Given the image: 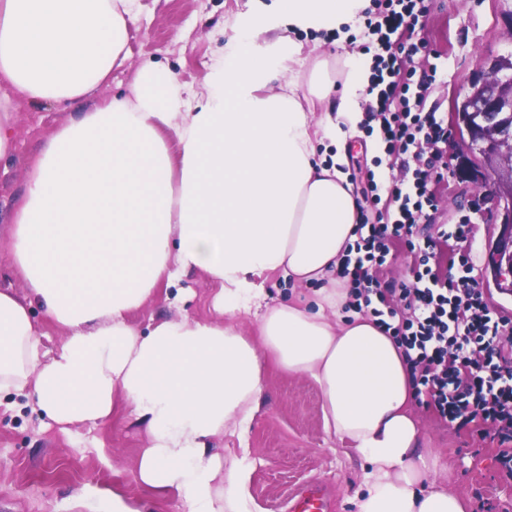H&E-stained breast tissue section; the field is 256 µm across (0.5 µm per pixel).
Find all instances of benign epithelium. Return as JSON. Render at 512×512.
<instances>
[{"label": "benign epithelium", "mask_w": 512, "mask_h": 512, "mask_svg": "<svg viewBox=\"0 0 512 512\" xmlns=\"http://www.w3.org/2000/svg\"><path fill=\"white\" fill-rule=\"evenodd\" d=\"M502 58L487 57L456 101L452 159L455 173L486 189L494 204L485 278L512 296V75L501 68Z\"/></svg>", "instance_id": "1"}]
</instances>
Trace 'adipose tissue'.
Wrapping results in <instances>:
<instances>
[{
    "label": "adipose tissue",
    "mask_w": 512,
    "mask_h": 512,
    "mask_svg": "<svg viewBox=\"0 0 512 512\" xmlns=\"http://www.w3.org/2000/svg\"><path fill=\"white\" fill-rule=\"evenodd\" d=\"M368 0H278L289 26L356 28ZM137 0H0V156L13 148V96L75 103L127 59ZM241 29L189 104L174 73L143 65L126 94L77 113L26 171L5 241L26 298L0 290V390L31 397L61 429L129 406L146 433L137 476L175 492L184 512H252L248 451L211 454L246 433L266 388L265 358L322 393L326 432L367 465L356 512H466L426 447L399 344L359 313L336 276L358 203L341 167L358 134L371 57L345 54L335 87L286 33L255 51ZM287 74L274 85V73ZM322 115H315V106ZM172 139H165V132ZM329 140L331 160L316 157ZM204 272L214 318L138 331L131 313L161 288ZM318 282L311 303H267L263 278ZM62 326L43 351L31 304ZM254 315V335L238 319Z\"/></svg>",
    "instance_id": "1"
}]
</instances>
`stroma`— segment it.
<instances>
[{"mask_svg": "<svg viewBox=\"0 0 512 512\" xmlns=\"http://www.w3.org/2000/svg\"><path fill=\"white\" fill-rule=\"evenodd\" d=\"M257 15L266 17L270 29L281 21L276 0H139L138 20L127 41L129 57L86 101V108L127 92L135 71L152 61L175 72L185 91L202 95L206 74L235 29ZM414 36L438 54L426 106L450 117L456 96L479 72L483 59L512 50V0H431ZM75 110L72 104L31 106L15 100L13 150L0 158L1 237L9 233L4 215L24 190L29 160ZM382 155L376 135L364 132L353 140L345 171L356 177V194L364 193L369 179L385 183L392 177ZM435 191L437 211L430 224L470 217L477 229L471 251L474 274L482 276L489 235L479 216L487 206L482 189L452 174ZM213 294L206 276L192 273L177 287L158 290L132 313L131 321L143 331L167 318L207 320L213 316ZM321 405L312 379L273 369L245 440L215 439L219 454L242 442L250 448L254 512H288L291 492L311 483L326 489L330 512H354L351 499L362 482V466L326 433ZM415 412L428 447L446 456L452 470L449 486L466 499L469 512H512V481L500 476L494 444L481 440L472 427L449 424L425 401L416 402ZM145 438L126 408L98 425L64 432L33 400L12 390L0 392V512H94L98 499L115 493L134 512H182L176 497L140 484L137 455Z\"/></svg>", "mask_w": 512, "mask_h": 512, "instance_id": "obj_1", "label": "stroma"}]
</instances>
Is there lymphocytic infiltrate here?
Wrapping results in <instances>:
<instances>
[{"label": "lymphocytic infiltrate", "instance_id": "1", "mask_svg": "<svg viewBox=\"0 0 512 512\" xmlns=\"http://www.w3.org/2000/svg\"><path fill=\"white\" fill-rule=\"evenodd\" d=\"M428 11L426 0H371L363 12L365 27L374 38L371 89L375 100L366 114L375 124L390 157L409 155L414 168L409 177L387 188L369 182L341 264V277L352 284L350 307L370 306L379 328L403 349L412 377L441 417L467 425L482 420L498 439V457L504 478L512 479V318L490 309L473 275L469 254L458 257L456 272L442 276L429 265L443 244L470 241L474 226L469 218L436 234L425 235L414 254L412 284L381 285L378 270L394 242L412 245L414 230L435 209L432 183L444 180L448 165L441 152L425 154L426 143L448 139L439 113L424 108L430 79H416L403 69L404 61L429 54L424 41L397 40L400 29L413 27ZM397 208L379 211L382 195Z\"/></svg>", "mask_w": 512, "mask_h": 512}]
</instances>
